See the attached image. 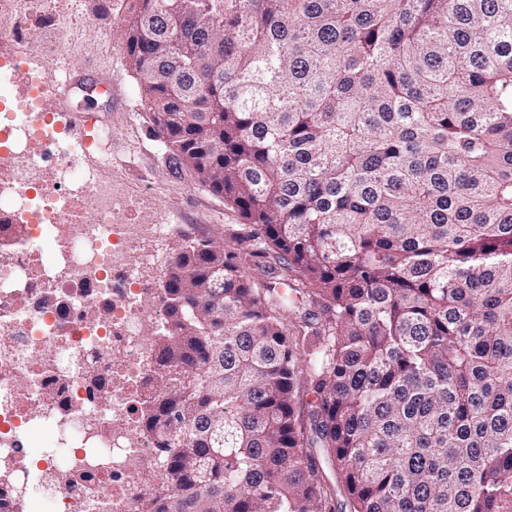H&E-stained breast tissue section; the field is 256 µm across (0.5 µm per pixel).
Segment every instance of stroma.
Wrapping results in <instances>:
<instances>
[{
  "instance_id": "stroma-1",
  "label": "stroma",
  "mask_w": 512,
  "mask_h": 512,
  "mask_svg": "<svg viewBox=\"0 0 512 512\" xmlns=\"http://www.w3.org/2000/svg\"><path fill=\"white\" fill-rule=\"evenodd\" d=\"M61 15L59 49L43 62L53 76L78 75L101 64L112 75L111 98L95 107L112 130L106 149L112 161L103 176L118 174L138 200L140 216L157 217L171 232L158 261L166 263L185 237L232 247L243 227L239 215L187 173L175 171L142 118L144 108L122 54L123 0H52Z\"/></svg>"
}]
</instances>
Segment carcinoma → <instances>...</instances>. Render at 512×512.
<instances>
[{"label":"carcinoma","mask_w":512,"mask_h":512,"mask_svg":"<svg viewBox=\"0 0 512 512\" xmlns=\"http://www.w3.org/2000/svg\"><path fill=\"white\" fill-rule=\"evenodd\" d=\"M123 28L168 164L249 228L164 267L140 512H512V0Z\"/></svg>","instance_id":"1"}]
</instances>
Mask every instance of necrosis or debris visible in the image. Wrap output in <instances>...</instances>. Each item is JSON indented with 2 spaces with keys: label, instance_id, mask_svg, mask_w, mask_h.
I'll return each mask as SVG.
<instances>
[{
  "label": "necrosis or debris",
  "instance_id": "necrosis-or-debris-1",
  "mask_svg": "<svg viewBox=\"0 0 512 512\" xmlns=\"http://www.w3.org/2000/svg\"><path fill=\"white\" fill-rule=\"evenodd\" d=\"M57 28L46 0H0V164L24 160L0 180V222L21 228L0 247V512H138L158 464L138 420L165 309L146 272L169 227L132 220L126 185L98 174L108 129L89 144L37 121L50 73L36 62Z\"/></svg>",
  "mask_w": 512,
  "mask_h": 512
}]
</instances>
